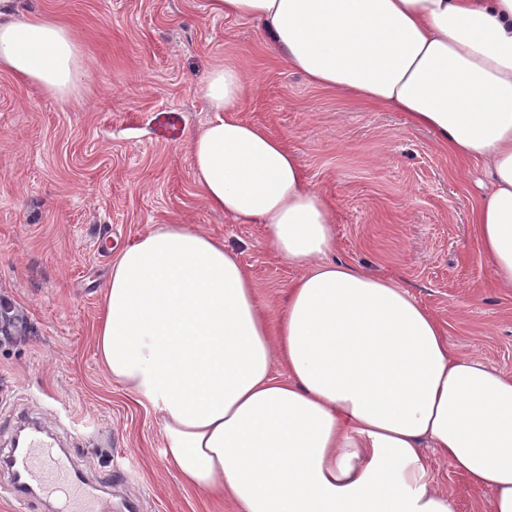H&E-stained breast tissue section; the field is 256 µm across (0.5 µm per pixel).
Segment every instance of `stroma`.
<instances>
[{
  "label": "stroma",
  "mask_w": 512,
  "mask_h": 512,
  "mask_svg": "<svg viewBox=\"0 0 512 512\" xmlns=\"http://www.w3.org/2000/svg\"><path fill=\"white\" fill-rule=\"evenodd\" d=\"M15 2L74 29L87 77L63 103L0 72V299L20 319L0 338V455L34 420L112 512H237L182 484L160 420L112 379L94 341L113 262L157 224L233 249L270 319L302 274L262 225L212 211L195 184L189 143L213 117L202 87L222 64L251 86L240 118L286 139L332 206L336 258L405 288L454 353L512 373V292L495 287L471 220L486 193L479 163L403 113L310 85L210 0ZM429 463L455 512H488L490 490L438 455Z\"/></svg>",
  "instance_id": "obj_1"
}]
</instances>
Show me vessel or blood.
Segmentation results:
<instances>
[{"instance_id": "1", "label": "vessel or blood", "mask_w": 512, "mask_h": 512, "mask_svg": "<svg viewBox=\"0 0 512 512\" xmlns=\"http://www.w3.org/2000/svg\"><path fill=\"white\" fill-rule=\"evenodd\" d=\"M8 458L15 491L31 482L48 491L62 488L68 495L64 512H97L95 497L72 477L65 458L52 452L39 434H31L23 447L11 449Z\"/></svg>"}]
</instances>
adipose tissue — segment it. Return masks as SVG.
Here are the masks:
<instances>
[{
	"instance_id": "adipose-tissue-1",
	"label": "adipose tissue",
	"mask_w": 512,
	"mask_h": 512,
	"mask_svg": "<svg viewBox=\"0 0 512 512\" xmlns=\"http://www.w3.org/2000/svg\"><path fill=\"white\" fill-rule=\"evenodd\" d=\"M0 0V71L61 101L85 77L78 38ZM255 23L320 89L401 112L489 192L473 214L494 279L512 289V0H210ZM247 81L213 69L215 117L190 142L207 205L260 224L303 275L270 322L236 253L155 226L112 265L96 347L161 420L182 481L241 512H454L435 448L490 512H512V375L454 355L440 322L393 280L333 258L335 217L294 151L238 116ZM287 372L276 379L275 366Z\"/></svg>"
}]
</instances>
